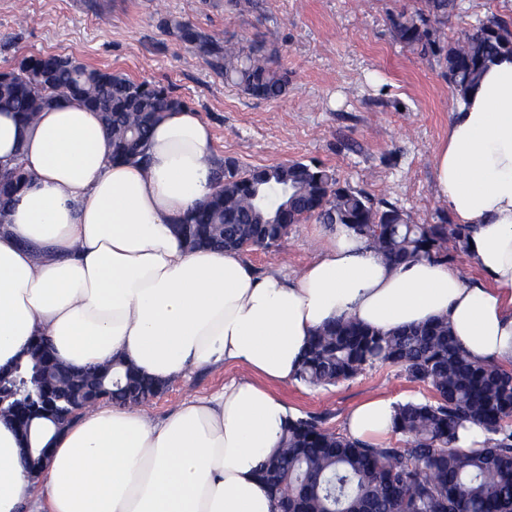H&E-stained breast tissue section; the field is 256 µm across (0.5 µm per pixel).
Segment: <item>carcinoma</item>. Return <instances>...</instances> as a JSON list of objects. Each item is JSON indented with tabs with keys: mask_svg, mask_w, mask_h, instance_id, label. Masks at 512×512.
<instances>
[{
	"mask_svg": "<svg viewBox=\"0 0 512 512\" xmlns=\"http://www.w3.org/2000/svg\"><path fill=\"white\" fill-rule=\"evenodd\" d=\"M458 0H415L413 10L391 16L396 40L422 57H435L457 96L480 79L489 63L512 54V24L491 15L462 38L448 42L445 26ZM168 33L191 44L216 73L245 94L278 100L288 93V72L264 38H223L174 22ZM68 96L102 113L112 134V158L146 160L153 123L185 102L172 86L138 81L91 68L70 57L38 54L0 71V112L29 121ZM218 188L177 231L192 247L243 250L279 247L289 226L312 221L345 224L369 238L384 260L452 262L466 253L465 224H410L395 205L376 203L316 162L290 161L241 170L231 159L215 169ZM26 180L21 165L0 170V218ZM453 251H448V243ZM22 372L43 364L41 385L22 375L0 378V412L23 431L34 418L70 414L87 398L141 403L162 392L127 365L74 370L42 345H30ZM391 364L428 386L433 397L395 404V433L405 447L373 445L331 432L315 415L288 421L281 447L257 477L277 508L288 512H512V372L468 358L461 343L436 319L382 332L354 319H337L311 336L297 380L314 388L351 380L366 368ZM483 427L481 448H459L465 422Z\"/></svg>",
	"mask_w": 512,
	"mask_h": 512,
	"instance_id": "cac0c4a2",
	"label": "carcinoma"
}]
</instances>
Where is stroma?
Wrapping results in <instances>:
<instances>
[{
    "instance_id": "35a3bbf8",
    "label": "stroma",
    "mask_w": 512,
    "mask_h": 512,
    "mask_svg": "<svg viewBox=\"0 0 512 512\" xmlns=\"http://www.w3.org/2000/svg\"><path fill=\"white\" fill-rule=\"evenodd\" d=\"M412 5L256 0L254 9L232 14L224 0H0V70L50 53L172 85L210 123L219 159H233L243 170L318 162L374 201L401 207L410 223L441 224L450 214L436 194L433 154L448 135L459 99L436 58L419 56L395 39L390 15ZM492 13L512 23V0H461L448 21L449 40ZM175 21L274 43L288 72L287 95L257 100L227 85L190 46L169 35L167 26ZM315 246L313 224H295L280 248H250L244 256L257 271L277 265L296 274ZM242 374L235 367L195 371L168 383L146 409L162 419L189 395L214 391ZM277 391L298 416H321L323 427L335 432L364 399L406 402L431 395L389 364L325 389L292 381Z\"/></svg>"
}]
</instances>
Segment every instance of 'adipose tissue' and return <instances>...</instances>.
<instances>
[{
	"mask_svg": "<svg viewBox=\"0 0 512 512\" xmlns=\"http://www.w3.org/2000/svg\"><path fill=\"white\" fill-rule=\"evenodd\" d=\"M147 153L145 166L113 160L99 113L75 100L30 124L0 112V167L29 174L0 223V369L41 334L75 368L121 358L166 383L245 374L160 420L104 402L62 428L33 420L23 439L0 419V512H277L256 476L291 415L276 387L342 317L383 332L441 318L469 357L512 370V56L487 66L433 157L439 198L470 227L474 281L427 259L391 266L342 224L320 227L295 275L188 250L172 227L215 191L212 129L191 107L171 110ZM344 429L388 440L393 401L359 403ZM26 446L49 449L41 472Z\"/></svg>",
	"mask_w": 512,
	"mask_h": 512,
	"instance_id": "1",
	"label": "adipose tissue"
}]
</instances>
